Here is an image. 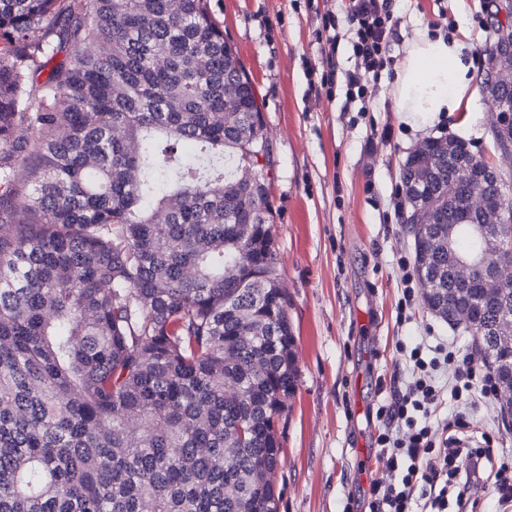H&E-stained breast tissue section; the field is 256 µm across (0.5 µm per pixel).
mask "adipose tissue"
Segmentation results:
<instances>
[{"label": "adipose tissue", "mask_w": 512, "mask_h": 512, "mask_svg": "<svg viewBox=\"0 0 512 512\" xmlns=\"http://www.w3.org/2000/svg\"><path fill=\"white\" fill-rule=\"evenodd\" d=\"M472 61L459 42L431 38L412 42L394 89L398 111L406 114L453 112L471 90Z\"/></svg>", "instance_id": "adipose-tissue-1"}]
</instances>
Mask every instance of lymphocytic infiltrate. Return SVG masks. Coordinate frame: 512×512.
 Wrapping results in <instances>:
<instances>
[{"mask_svg": "<svg viewBox=\"0 0 512 512\" xmlns=\"http://www.w3.org/2000/svg\"><path fill=\"white\" fill-rule=\"evenodd\" d=\"M322 22L324 29L351 32L357 63L354 70L341 73L334 62H327L317 76L319 86L330 89L340 81L347 100L365 98L381 79L395 34L393 0H349L345 15L329 9ZM396 348L409 357V381L377 411L375 445L392 478L371 485L369 512H414L420 501L435 512H480V500L472 494L477 485L492 492L501 512H512V463L493 453L490 436L472 445L473 425L463 411L441 429L429 423L440 403L439 374H447L452 392L467 404L495 400L493 375L458 359L442 336L425 337L412 347L400 342Z\"/></svg>", "mask_w": 512, "mask_h": 512, "instance_id": "1", "label": "lymphocytic infiltrate"}]
</instances>
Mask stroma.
<instances>
[{
    "mask_svg": "<svg viewBox=\"0 0 512 512\" xmlns=\"http://www.w3.org/2000/svg\"><path fill=\"white\" fill-rule=\"evenodd\" d=\"M237 48L275 156L273 235L288 316L297 342L298 388L277 423L284 448L274 481L279 512H363L364 496L388 472L376 461V409L392 398L403 367L396 337L434 331L476 368L473 336L417 303L405 323L396 302L413 258L398 197L410 153L433 138L463 140L475 155L493 152L486 96L475 92L453 113L405 121L394 86L406 50L421 31L458 41L474 68H486L493 41L492 0H396V35L379 88L365 104L346 103L343 87L320 93L311 71L325 64L320 20L308 0H209ZM392 127L391 140L382 131ZM497 453L512 458V433L498 404L471 411ZM364 442L366 455L356 452Z\"/></svg>",
    "mask_w": 512,
    "mask_h": 512,
    "instance_id": "obj_1",
    "label": "stroma"
}]
</instances>
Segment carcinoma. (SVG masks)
<instances>
[{
    "mask_svg": "<svg viewBox=\"0 0 512 512\" xmlns=\"http://www.w3.org/2000/svg\"><path fill=\"white\" fill-rule=\"evenodd\" d=\"M207 2L0 0V512H278L276 424L299 371L275 162ZM495 8L483 90L512 158V13ZM226 157L256 185L227 178ZM402 181L425 303L446 321L468 292L485 361L511 377L512 290L487 304L451 268L512 276V200L461 140L425 141Z\"/></svg>",
    "mask_w": 512,
    "mask_h": 512,
    "instance_id": "1",
    "label": "carcinoma"
}]
</instances>
